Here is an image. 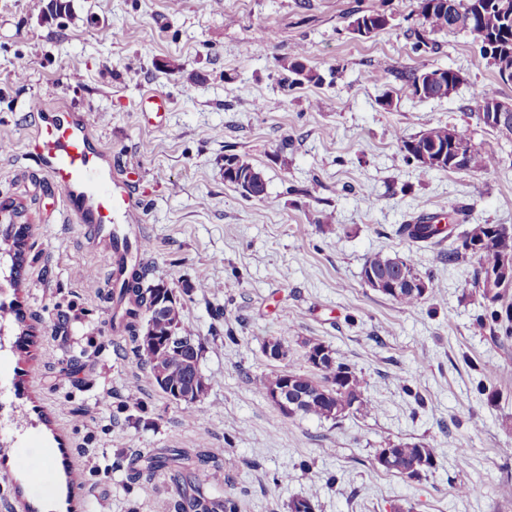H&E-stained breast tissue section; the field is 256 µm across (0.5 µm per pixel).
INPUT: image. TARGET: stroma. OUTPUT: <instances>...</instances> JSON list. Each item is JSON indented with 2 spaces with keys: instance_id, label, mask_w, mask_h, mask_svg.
<instances>
[{
  "instance_id": "stroma-1",
  "label": "stroma",
  "mask_w": 512,
  "mask_h": 512,
  "mask_svg": "<svg viewBox=\"0 0 512 512\" xmlns=\"http://www.w3.org/2000/svg\"><path fill=\"white\" fill-rule=\"evenodd\" d=\"M413 0H0V202L31 230L20 308L31 335L0 331V512H156L157 502L233 498L238 512H512V338L479 325L484 300L465 286L477 263L448 265L447 242L398 235L418 210L455 225H512V141L479 120L475 97L512 101L470 35L417 46ZM384 12L375 36L357 13ZM303 49L322 83H286ZM459 71L442 99L415 96L412 69ZM171 109L145 124L140 96ZM81 115L92 148L129 173L141 210L130 237L148 248L146 283L172 288L200 339L201 401L169 399L117 327L102 246L90 243L63 191L29 157L47 119ZM436 125L494 151L490 172H428L401 139ZM236 153L258 167L263 200L221 175ZM409 255L438 289L415 307L369 288L371 255ZM288 352L275 361L268 341ZM337 351L365 381L368 415L285 417L260 391L275 371L308 372L305 342ZM419 441L434 466L414 480L378 467L380 449ZM177 448L176 466L146 474ZM220 459L209 484L198 454ZM83 471L67 492L61 469ZM469 494H460V486Z\"/></svg>"
}]
</instances>
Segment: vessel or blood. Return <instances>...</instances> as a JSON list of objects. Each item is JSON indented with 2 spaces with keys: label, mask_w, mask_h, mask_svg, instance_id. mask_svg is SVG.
<instances>
[{
  "label": "vessel or blood",
  "mask_w": 512,
  "mask_h": 512,
  "mask_svg": "<svg viewBox=\"0 0 512 512\" xmlns=\"http://www.w3.org/2000/svg\"><path fill=\"white\" fill-rule=\"evenodd\" d=\"M89 141L86 126L58 120L37 128L30 155L67 196L82 202L78 211L81 220L107 245L108 264L118 265L123 255L110 248L112 224L119 218L125 224L135 225L140 207L128 188L113 183Z\"/></svg>",
  "instance_id": "1"
}]
</instances>
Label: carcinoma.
Masks as SVG:
<instances>
[{"mask_svg": "<svg viewBox=\"0 0 512 512\" xmlns=\"http://www.w3.org/2000/svg\"><path fill=\"white\" fill-rule=\"evenodd\" d=\"M415 16L422 32L417 34L418 42L426 44L423 34L428 32H465L479 44V53L486 65L497 75L505 69L512 71V0H415ZM284 68L302 79L319 83L322 77L306 67L304 51L296 50L284 62ZM443 83L424 91V97L441 99L448 96V77L455 74L451 69L442 70ZM498 164L497 156L480 146L471 145L470 152L460 163H444L435 167L437 171L484 172ZM249 180V198L264 199L266 184L262 173L237 154L224 155V182L239 188L241 177ZM399 234L413 243H427L442 235L436 224H402ZM11 243L9 286L18 290L22 284V271L27 258L25 243L0 232V241ZM469 256L479 263V270L500 259L512 261V229L507 231L497 224H478L459 237V243L448 249L445 258L453 264ZM373 271L380 278L388 280H419L427 283L422 294L401 286L399 294L389 296L393 302L414 307L435 293L437 284L428 273H421L412 257L375 253L363 267V272ZM117 309L121 310L120 324L135 344L138 356L144 359L150 369V379L167 396L174 399L176 393H186L199 388V396L206 390L200 388L198 360L200 341L183 326L180 311L174 309H153L154 304L166 298L168 288L162 284L144 286L143 277L134 274L113 284ZM492 322L501 325L505 335H512V305L505 312L493 309L489 313ZM305 359L309 366L320 373L319 378L294 371H280L260 381V390L268 394L281 387L284 379L292 381V396L304 397L298 403L296 414L318 419H333L336 407H353L355 413H372L375 407L364 396V381L349 365L333 356V351L320 342L305 344ZM327 352L329 360L320 364L312 360L313 353ZM399 462L391 472L407 479L418 477L434 463L433 450L423 443L405 442L398 446ZM223 512H237V503L226 498L223 504L209 502L202 497H185L174 503V512H212L215 508Z\"/></svg>", "mask_w": 512, "mask_h": 512, "instance_id": "carcinoma-1", "label": "carcinoma"}]
</instances>
